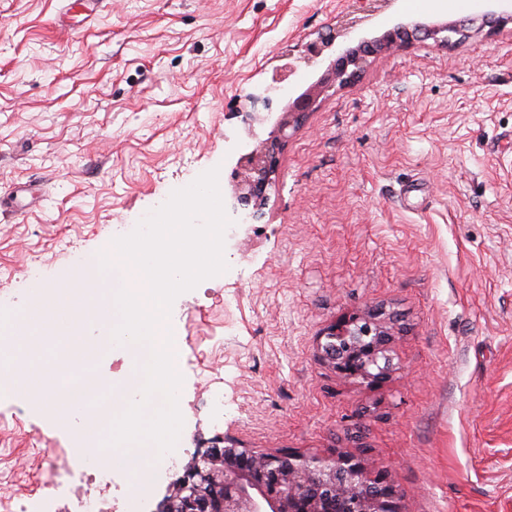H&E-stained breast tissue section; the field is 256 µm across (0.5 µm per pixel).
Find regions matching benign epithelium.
Masks as SVG:
<instances>
[{"label":"benign epithelium","mask_w":512,"mask_h":512,"mask_svg":"<svg viewBox=\"0 0 512 512\" xmlns=\"http://www.w3.org/2000/svg\"><path fill=\"white\" fill-rule=\"evenodd\" d=\"M473 24L472 18L452 23L413 22L378 37L348 42L346 37L354 28L350 22L341 34L309 44L307 52L313 58L331 48L334 53L320 76L289 97L276 113L270 136L236 159L228 199L232 223H260L266 190L280 165L282 141L288 129L316 108L326 89L351 83L366 59L378 52L413 38L446 47L452 43V36H467ZM393 336L394 318L382 310H370L328 325L321 333L319 346L341 377L374 384L389 373L386 347ZM312 479L333 487L341 480L362 491L358 512H401L392 473L370 472L358 455L343 450L328 455L293 451L259 454L230 441H215L195 453L182 475L166 489L159 508L162 512H241L242 503L247 502L250 512H311L301 488Z\"/></svg>","instance_id":"1"}]
</instances>
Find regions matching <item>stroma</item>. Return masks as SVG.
Returning <instances> with one entry per match:
<instances>
[{"instance_id":"obj_1","label":"stroma","mask_w":512,"mask_h":512,"mask_svg":"<svg viewBox=\"0 0 512 512\" xmlns=\"http://www.w3.org/2000/svg\"><path fill=\"white\" fill-rule=\"evenodd\" d=\"M355 0H105L79 29L61 0H0V309L63 280L159 198L219 168L286 101L287 65ZM486 0H393L357 27L486 12ZM261 223L227 237L225 273L179 295V451L228 440L259 453L361 452L395 476L401 512H512V24L446 47L369 58L289 131ZM37 278H30V269ZM398 317L393 368L340 378L318 347L338 319ZM224 409L211 412V391ZM81 416L42 419L0 392V512L64 466Z\"/></svg>"}]
</instances>
